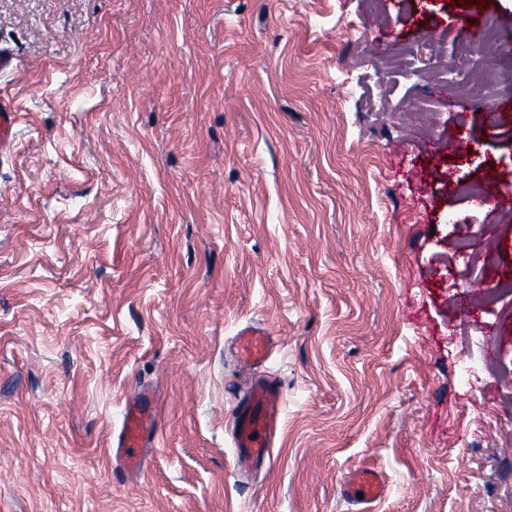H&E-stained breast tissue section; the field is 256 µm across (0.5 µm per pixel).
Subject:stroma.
<instances>
[{
  "mask_svg": "<svg viewBox=\"0 0 512 512\" xmlns=\"http://www.w3.org/2000/svg\"><path fill=\"white\" fill-rule=\"evenodd\" d=\"M486 14L512 51V0H0V512H352L365 466L377 512H512V103L456 91ZM250 323L281 412L243 477ZM17 125V110L13 102L5 95H0V156L8 153L14 140ZM273 349V339L259 327L246 326L235 337V357L245 367L257 370L269 358ZM160 401L154 392L142 390L125 405L120 429L113 436L109 456L112 470L136 479L144 472L146 451L154 445ZM385 479L379 472L370 468H360L352 472L345 481L344 495L355 506L356 512H374V504L381 498Z\"/></svg>",
  "mask_w": 512,
  "mask_h": 512,
  "instance_id": "35a3bbf8",
  "label": "stroma"
}]
</instances>
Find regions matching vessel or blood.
Wrapping results in <instances>:
<instances>
[{"instance_id":"b4317fda","label":"vessel or blood","mask_w":512,"mask_h":512,"mask_svg":"<svg viewBox=\"0 0 512 512\" xmlns=\"http://www.w3.org/2000/svg\"><path fill=\"white\" fill-rule=\"evenodd\" d=\"M17 110L0 95V156L8 153L14 140ZM273 349V339L265 329L247 326L235 337L234 352L243 366L257 370ZM281 400L278 390L266 378H252L244 397L233 410L231 439L236 450L235 467L273 463ZM160 401L154 392L143 390L127 401L120 429L112 440L109 456L112 470L127 476H140L146 466V452L153 446ZM385 479L370 468L352 472L345 481L344 495L356 505V512H374L381 498Z\"/></svg>"}]
</instances>
